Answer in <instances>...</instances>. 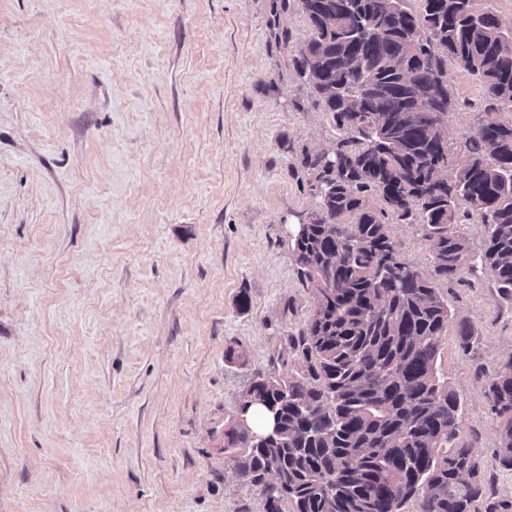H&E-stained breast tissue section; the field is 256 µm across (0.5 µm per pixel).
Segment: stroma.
<instances>
[{"instance_id": "1", "label": "stroma", "mask_w": 512, "mask_h": 512, "mask_svg": "<svg viewBox=\"0 0 512 512\" xmlns=\"http://www.w3.org/2000/svg\"><path fill=\"white\" fill-rule=\"evenodd\" d=\"M271 0H0V512H262L224 433L316 300L291 237L313 209L303 152L339 133L289 56ZM449 150L482 89L456 63ZM401 260L432 269L420 224ZM436 369L497 499L500 419L483 391L512 357V301L478 271L439 282ZM251 306L241 310L240 294ZM471 324L473 351L455 329Z\"/></svg>"}]
</instances>
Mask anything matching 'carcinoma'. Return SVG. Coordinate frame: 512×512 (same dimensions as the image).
Here are the masks:
<instances>
[{
	"instance_id": "carcinoma-1",
	"label": "carcinoma",
	"mask_w": 512,
	"mask_h": 512,
	"mask_svg": "<svg viewBox=\"0 0 512 512\" xmlns=\"http://www.w3.org/2000/svg\"><path fill=\"white\" fill-rule=\"evenodd\" d=\"M272 0L275 38L291 9L309 25L291 65L341 132L331 152L303 153L317 196L291 246L316 307L290 347L299 378L260 374L242 403L265 406L264 435L234 428L224 450L259 487L263 512H472L485 498L480 464L461 439L459 401L437 375L448 304L436 282L477 269L512 301V25L475 0ZM480 81L476 135L447 178L444 126L454 100L446 65ZM422 224L431 274L400 262L389 221ZM482 225L477 256L457 230ZM459 347L476 344L457 327ZM484 397L501 417L495 464L512 470V357Z\"/></svg>"
}]
</instances>
